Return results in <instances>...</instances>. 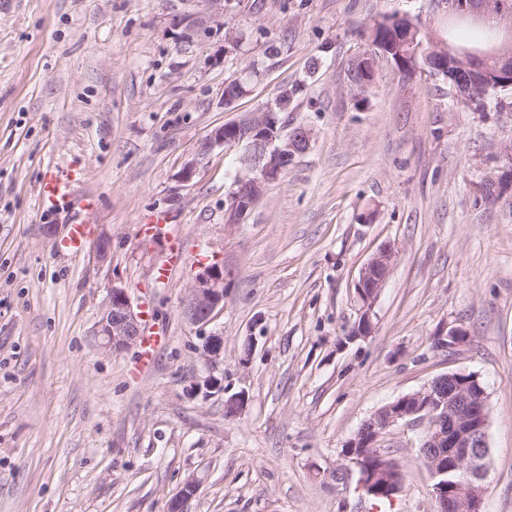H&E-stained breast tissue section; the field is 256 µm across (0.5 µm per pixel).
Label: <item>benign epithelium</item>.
Instances as JSON below:
<instances>
[{"mask_svg": "<svg viewBox=\"0 0 512 512\" xmlns=\"http://www.w3.org/2000/svg\"><path fill=\"white\" fill-rule=\"evenodd\" d=\"M182 9L174 15V24L191 41L208 34L212 24L224 17V0H178ZM445 9L450 20L491 23L504 32L502 42L491 49H465L442 41L417 21L423 35L413 54L412 72L425 66L435 76L447 72L452 56L459 70L448 72L449 91L460 104L474 110L484 108L486 89L499 79L512 87V10L502 0H434ZM310 142V133L296 130L290 138L281 135L279 113L272 110L252 113L244 119L214 128L202 142L198 155L215 146H240L241 163L248 175L228 199L226 223L238 224L264 196L268 185L279 179L294 155ZM496 173L490 175L500 189L512 188V143L499 146ZM390 246L381 247L363 266L355 289L363 303V313L353 332L364 336L371 331V306L382 287L393 260ZM224 309V266L212 263L195 274L182 302L183 318L191 325L210 323ZM97 335L106 348L119 352L138 346L145 336L143 313L134 310L124 288L114 287L97 324ZM200 358L208 370L205 385L221 387L214 376L224 363V338L218 333L200 337ZM487 392L475 378L465 373L436 377L426 387L405 395L378 409L367 421L357 440L349 447L373 448L389 428L403 425L423 432L421 447L428 449L425 464L433 479V497L437 512H482L485 488L483 480L490 468L485 429ZM392 481L382 473L362 477L358 488L363 495L395 498ZM196 481L184 482L180 494L167 512H186L187 502L196 494Z\"/></svg>", "mask_w": 512, "mask_h": 512, "instance_id": "benign-epithelium-1", "label": "benign epithelium"}]
</instances>
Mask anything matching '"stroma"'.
<instances>
[{"mask_svg": "<svg viewBox=\"0 0 512 512\" xmlns=\"http://www.w3.org/2000/svg\"><path fill=\"white\" fill-rule=\"evenodd\" d=\"M179 7L0 0V512H167L189 479L188 512H369L356 475L333 477L342 448L377 409L449 372L488 394L482 510L512 512V195L476 190L512 120L382 60L368 89L350 79L364 30L386 16H418L458 46L496 31L449 22L434 0H224L223 19L188 42ZM232 81L244 92L228 105ZM287 89L281 124L310 143L225 223L242 150L197 149ZM61 171L72 201L54 206L41 188ZM159 212L167 223H152ZM76 221L86 243L62 252ZM386 244L372 330L351 337L355 282ZM214 262L224 309L203 329L181 303ZM115 285L163 340L151 363L95 335ZM454 328L464 341L449 343ZM207 330L224 338L220 392L202 385ZM238 393L243 409L227 412ZM421 438L399 425L377 442L402 475L385 512H435Z\"/></svg>", "mask_w": 512, "mask_h": 512, "instance_id": "35a3bbf8", "label": "stroma"}]
</instances>
